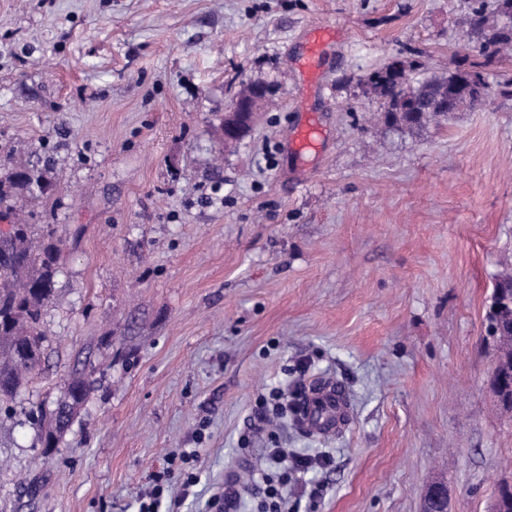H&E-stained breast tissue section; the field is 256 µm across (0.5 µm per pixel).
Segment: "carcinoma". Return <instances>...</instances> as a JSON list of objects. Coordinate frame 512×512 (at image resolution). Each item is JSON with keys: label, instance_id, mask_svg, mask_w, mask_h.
<instances>
[{"label": "carcinoma", "instance_id": "cac0c4a2", "mask_svg": "<svg viewBox=\"0 0 512 512\" xmlns=\"http://www.w3.org/2000/svg\"><path fill=\"white\" fill-rule=\"evenodd\" d=\"M512 48V28L496 29L488 33L480 46L482 62L471 64L478 73L498 54ZM453 75L422 80L408 77L405 68L394 64L372 73L370 80L374 90L383 100L381 120L388 129L413 128L429 118L422 114L411 121L406 113L395 110L406 95L405 85L420 87L427 94L435 86H446ZM52 183L38 169L26 163L11 165L6 181L0 180V199L9 192L45 194ZM54 247L45 244L31 234L30 227L14 222L10 237L0 242V402L14 398L28 377L39 367L45 341L42 330L43 311L51 299L55 286ZM512 277L498 281L491 295L487 320H496L507 327L512 323ZM91 390L90 382L82 377L71 378L66 385L64 398L57 403L72 406L85 403ZM39 441L43 447H58L70 422H61L55 410L41 412L35 419Z\"/></svg>", "mask_w": 512, "mask_h": 512}]
</instances>
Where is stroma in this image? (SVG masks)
<instances>
[{
    "label": "stroma",
    "instance_id": "obj_1",
    "mask_svg": "<svg viewBox=\"0 0 512 512\" xmlns=\"http://www.w3.org/2000/svg\"><path fill=\"white\" fill-rule=\"evenodd\" d=\"M474 3L0 0V177L11 158L55 184L0 212L58 248L41 364L0 404V512H138L187 448L199 482L161 512H210L270 448L331 458L289 482L288 512H420L435 480L449 512H491L512 484L485 319L512 272V55L485 67L484 105L412 131L383 130L365 82L478 60L460 28ZM254 80L270 94L222 147ZM81 374L91 393L44 453L28 414ZM324 380L348 397L340 432L258 421L261 397ZM314 41L304 55L301 68L308 75L318 72L322 66L326 47L336 39L334 29L329 27H318L313 31ZM243 94L236 97L224 113L221 141L224 145L242 140L249 130L256 112L265 100L268 91L262 86L246 85Z\"/></svg>",
    "mask_w": 512,
    "mask_h": 512
}]
</instances>
